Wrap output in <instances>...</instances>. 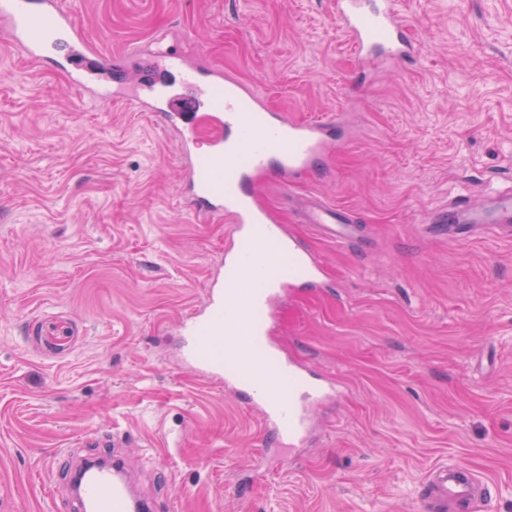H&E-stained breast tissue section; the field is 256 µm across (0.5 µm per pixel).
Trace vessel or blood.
Instances as JSON below:
<instances>
[{
    "label": "vessel or blood",
    "instance_id": "vessel-or-blood-1",
    "mask_svg": "<svg viewBox=\"0 0 512 512\" xmlns=\"http://www.w3.org/2000/svg\"><path fill=\"white\" fill-rule=\"evenodd\" d=\"M334 8L356 63L374 57L393 67L414 55L415 39L396 0H384L378 9L368 8L367 0H335ZM0 34L24 46L31 60L51 54L64 58L79 95L108 101L107 92L87 85L81 62L90 48L62 0H0ZM127 57L134 62L128 79L141 90L131 105L153 113L179 136L187 204L196 216L232 226L224 266L209 283L203 310L182 317L177 329L185 368L204 381L221 383L225 393L259 415L269 442L282 448V455L257 470L261 478L267 470L287 466V450L302 447L308 438L312 408L340 389L311 378L270 339L278 299L287 289L319 284L323 267L258 202L256 182H295L325 159L333 130L346 140L352 133L340 114L306 122L272 111L254 86L224 78L218 65L206 72L189 67L185 53L174 46L157 45L146 61L136 48ZM202 128L210 131L206 154L194 150ZM296 209L300 223L337 244H350L357 235V216L349 208L307 196L297 200ZM443 216L441 229L452 239L460 230L480 227L512 238V193L493 200L462 197ZM490 501L488 482L451 462L427 475L419 512H486ZM137 507L150 512L152 505L137 503L122 470L105 465L91 470L56 512H133Z\"/></svg>",
    "mask_w": 512,
    "mask_h": 512
}]
</instances>
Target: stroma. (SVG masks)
<instances>
[{
  "label": "stroma",
  "mask_w": 512,
  "mask_h": 512,
  "mask_svg": "<svg viewBox=\"0 0 512 512\" xmlns=\"http://www.w3.org/2000/svg\"><path fill=\"white\" fill-rule=\"evenodd\" d=\"M112 63L190 33L299 121L348 111L354 140L260 201L318 257L320 288L276 304L273 341L343 386L290 468L255 479L263 426L181 367L230 224L176 189L158 118L81 98L63 66L0 42V512H51L79 440L111 433L156 512H416L463 463L512 512V240L451 241L430 214L512 189V0H400L418 51L356 69L333 0H66ZM352 209L360 246L297 223L290 197Z\"/></svg>",
  "instance_id": "1"
}]
</instances>
